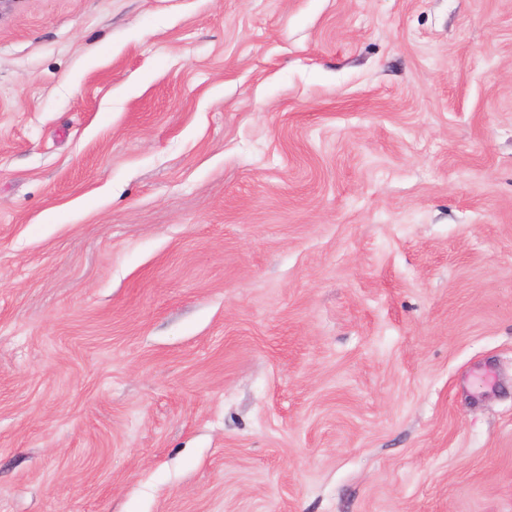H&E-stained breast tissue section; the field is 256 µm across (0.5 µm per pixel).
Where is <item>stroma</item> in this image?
<instances>
[{"instance_id": "stroma-1", "label": "stroma", "mask_w": 512, "mask_h": 512, "mask_svg": "<svg viewBox=\"0 0 512 512\" xmlns=\"http://www.w3.org/2000/svg\"><path fill=\"white\" fill-rule=\"evenodd\" d=\"M0 512H512V0L1 17Z\"/></svg>"}]
</instances>
